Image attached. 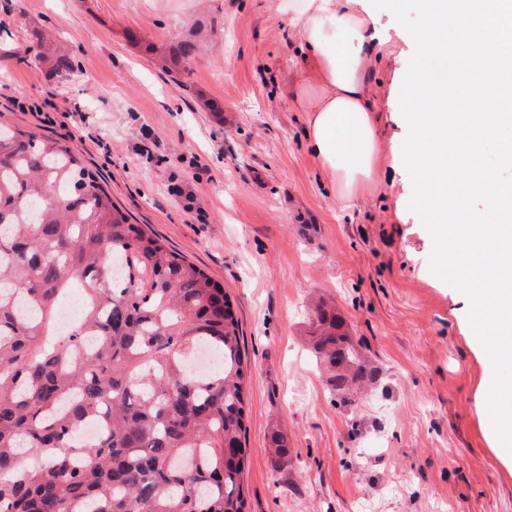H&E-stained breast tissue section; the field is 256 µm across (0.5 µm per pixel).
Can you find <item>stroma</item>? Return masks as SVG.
I'll return each instance as SVG.
<instances>
[{
    "label": "stroma",
    "instance_id": "stroma-1",
    "mask_svg": "<svg viewBox=\"0 0 512 512\" xmlns=\"http://www.w3.org/2000/svg\"><path fill=\"white\" fill-rule=\"evenodd\" d=\"M304 6L0 0V122L78 149L132 223L229 291L250 364L247 512H512L487 362L464 296L429 270L407 169L346 207L309 149L288 29ZM199 22L218 38L172 81L158 61ZM411 52L384 48L370 77L387 162L409 134L392 86ZM314 295L377 371L355 400L306 341Z\"/></svg>",
    "mask_w": 512,
    "mask_h": 512
}]
</instances>
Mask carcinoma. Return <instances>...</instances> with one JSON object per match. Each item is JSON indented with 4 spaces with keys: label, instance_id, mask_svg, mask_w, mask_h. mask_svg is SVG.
<instances>
[{
    "label": "carcinoma",
    "instance_id": "obj_1",
    "mask_svg": "<svg viewBox=\"0 0 512 512\" xmlns=\"http://www.w3.org/2000/svg\"><path fill=\"white\" fill-rule=\"evenodd\" d=\"M75 288L85 307L63 331ZM313 313L334 394L373 382L336 308ZM197 347L221 360L202 378ZM248 374L224 287L130 223L76 150L0 125V512H245Z\"/></svg>",
    "mask_w": 512,
    "mask_h": 512
}]
</instances>
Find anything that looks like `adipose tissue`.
<instances>
[{"label": "adipose tissue", "mask_w": 512, "mask_h": 512, "mask_svg": "<svg viewBox=\"0 0 512 512\" xmlns=\"http://www.w3.org/2000/svg\"><path fill=\"white\" fill-rule=\"evenodd\" d=\"M305 71L309 148L339 197L378 183L381 118L371 102L370 74L389 36L368 0H307L288 19Z\"/></svg>", "instance_id": "adipose-tissue-1"}]
</instances>
